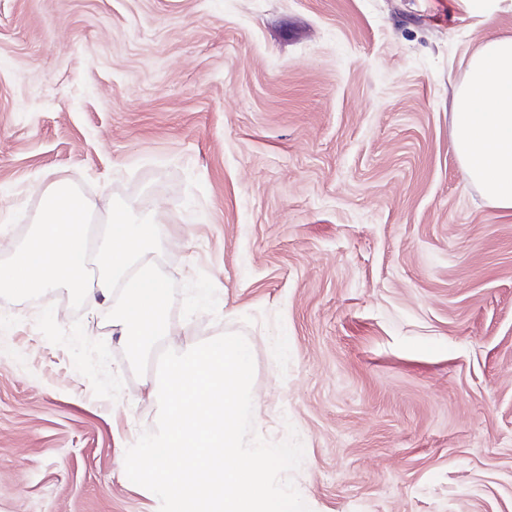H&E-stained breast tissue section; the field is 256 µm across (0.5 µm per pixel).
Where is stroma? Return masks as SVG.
<instances>
[{
    "instance_id": "obj_1",
    "label": "stroma",
    "mask_w": 512,
    "mask_h": 512,
    "mask_svg": "<svg viewBox=\"0 0 512 512\" xmlns=\"http://www.w3.org/2000/svg\"><path fill=\"white\" fill-rule=\"evenodd\" d=\"M501 37L512 0H0V259L53 181L155 212L149 261L217 292L173 340L246 337L311 512H512V211L450 123ZM111 309L0 298V512H159Z\"/></svg>"
}]
</instances>
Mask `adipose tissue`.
I'll return each mask as SVG.
<instances>
[{
  "instance_id": "1",
  "label": "adipose tissue",
  "mask_w": 512,
  "mask_h": 512,
  "mask_svg": "<svg viewBox=\"0 0 512 512\" xmlns=\"http://www.w3.org/2000/svg\"><path fill=\"white\" fill-rule=\"evenodd\" d=\"M456 155L493 207L512 210V38L482 43L452 96Z\"/></svg>"
}]
</instances>
